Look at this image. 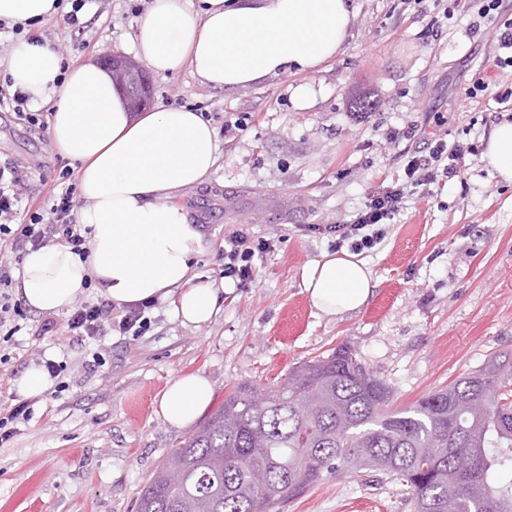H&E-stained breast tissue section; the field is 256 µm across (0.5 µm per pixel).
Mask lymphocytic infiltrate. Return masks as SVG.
Wrapping results in <instances>:
<instances>
[{
	"label": "lymphocytic infiltrate",
	"mask_w": 512,
	"mask_h": 512,
	"mask_svg": "<svg viewBox=\"0 0 512 512\" xmlns=\"http://www.w3.org/2000/svg\"><path fill=\"white\" fill-rule=\"evenodd\" d=\"M478 16L488 21L487 34L499 49L496 67L512 68V10L504 0H483ZM462 158L460 149L447 141L432 142L428 155L411 157L405 181L379 186L367 196L351 223L336 225L337 246H348L356 254L375 248L384 239L387 224L399 213L410 186L445 183L460 176ZM79 205L72 185L63 182L54 184L46 199L28 196L15 164L0 163V251L20 253L54 237L75 254H86L87 239L75 220ZM273 247V239L237 233L224 248L225 279L239 288L248 286L255 278V256ZM146 311L141 305L117 316L109 300L84 302L72 310L65 323L45 320L40 333L45 336L62 327L67 335L91 339L108 327L125 336H138L151 323Z\"/></svg>",
	"instance_id": "lymphocytic-infiltrate-1"
}]
</instances>
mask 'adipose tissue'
<instances>
[{"mask_svg":"<svg viewBox=\"0 0 512 512\" xmlns=\"http://www.w3.org/2000/svg\"><path fill=\"white\" fill-rule=\"evenodd\" d=\"M201 15L187 0H152L137 19L133 51L154 73L190 70L215 89L264 78L314 72L341 53L354 19L352 0H204ZM59 52L21 40L7 73L31 102L54 101L52 141L79 165V224L88 252L64 244L28 251L17 275L27 306L59 313L94 285L116 306L168 304L181 325L200 327L218 313L219 291L197 281L199 227L174 198L199 185L216 164L219 145L209 119L185 107L129 111L111 75L93 63L60 71ZM484 159L512 182V122L498 123ZM311 304L328 315L353 312L372 294L371 274L357 256L323 254L303 275ZM213 396L201 374L169 381L157 411L171 427L194 423Z\"/></svg>","mask_w":512,"mask_h":512,"instance_id":"adipose-tissue-1","label":"adipose tissue"}]
</instances>
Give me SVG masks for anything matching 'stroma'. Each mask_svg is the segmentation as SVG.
Wrapping results in <instances>:
<instances>
[{
    "mask_svg": "<svg viewBox=\"0 0 512 512\" xmlns=\"http://www.w3.org/2000/svg\"><path fill=\"white\" fill-rule=\"evenodd\" d=\"M151 0H86L75 31L62 15L38 23L45 43L67 61L131 56L136 21ZM343 53L315 72L270 77L246 88L213 89L184 70L150 74L152 104L212 117L220 152L207 181L177 198L198 224V281L221 286V310L208 325L174 321L167 305L149 310L139 336L104 329L96 339L40 336L43 313L22 307L17 331L0 328V413L19 402L16 379L43 360L61 372L32 414L0 445V512H137L140 493L164 458L189 436L157 413L166 383L201 373L219 408L235 385L264 389L301 363L350 345L407 407L512 352V183L470 146L512 120L498 92L512 68L495 67L496 47L473 32L479 0H354ZM487 89L465 102L473 76ZM312 85L310 109L293 104ZM368 98L358 111L356 97ZM242 129L223 131L224 121ZM410 138H390L392 129ZM443 139L466 150L460 177L413 189L384 240L362 253L375 288L355 312L314 308L305 268L335 252L327 226L344 224L382 180L404 179L408 158ZM0 161L38 168L33 194H45L67 161L50 139L0 109ZM274 239L256 256V276L238 288L224 279V244L233 233ZM99 365H92V358ZM280 512H414L399 482L371 472L325 477Z\"/></svg>",
    "mask_w": 512,
    "mask_h": 512,
    "instance_id": "stroma-1",
    "label": "stroma"
}]
</instances>
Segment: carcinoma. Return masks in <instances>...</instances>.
Here are the masks:
<instances>
[{"label":"carcinoma","instance_id":"obj_1","mask_svg":"<svg viewBox=\"0 0 512 512\" xmlns=\"http://www.w3.org/2000/svg\"><path fill=\"white\" fill-rule=\"evenodd\" d=\"M189 491L153 473L138 512H277L337 473L378 472L404 487L415 512H512V352L406 408L347 345L289 370L262 401L238 385L174 449ZM264 467L267 487L250 482Z\"/></svg>","mask_w":512,"mask_h":512}]
</instances>
